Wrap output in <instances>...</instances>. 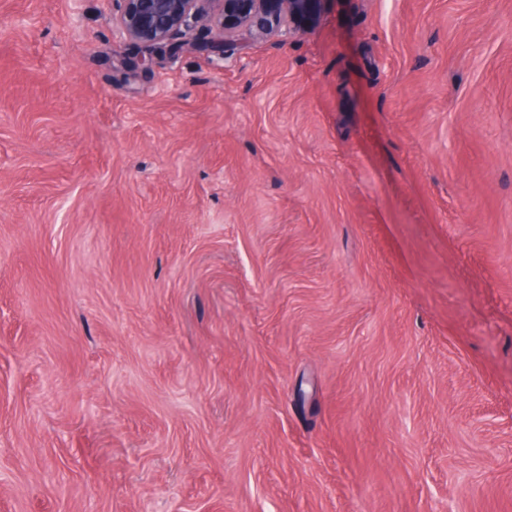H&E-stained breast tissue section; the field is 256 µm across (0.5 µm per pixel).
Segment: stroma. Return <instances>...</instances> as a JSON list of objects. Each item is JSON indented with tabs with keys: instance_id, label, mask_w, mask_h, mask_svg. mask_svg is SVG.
<instances>
[{
	"instance_id": "obj_1",
	"label": "stroma",
	"mask_w": 512,
	"mask_h": 512,
	"mask_svg": "<svg viewBox=\"0 0 512 512\" xmlns=\"http://www.w3.org/2000/svg\"><path fill=\"white\" fill-rule=\"evenodd\" d=\"M139 55L0 0V512H512V0Z\"/></svg>"
}]
</instances>
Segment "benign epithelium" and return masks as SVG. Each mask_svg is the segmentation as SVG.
<instances>
[{"instance_id": "1", "label": "benign epithelium", "mask_w": 512, "mask_h": 512, "mask_svg": "<svg viewBox=\"0 0 512 512\" xmlns=\"http://www.w3.org/2000/svg\"><path fill=\"white\" fill-rule=\"evenodd\" d=\"M322 0H112V32L118 41L141 46L137 66L148 68L155 59L187 51L206 53L219 60L231 57L238 33L254 37H294L313 20ZM214 37L207 43L191 38L197 29Z\"/></svg>"}]
</instances>
